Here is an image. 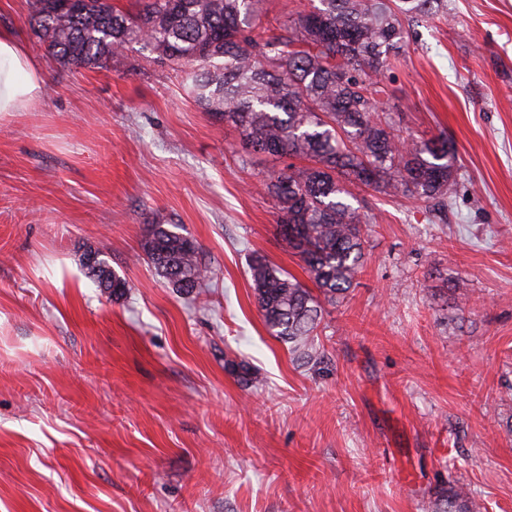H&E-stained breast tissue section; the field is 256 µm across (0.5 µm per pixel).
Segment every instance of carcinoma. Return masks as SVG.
<instances>
[{"mask_svg":"<svg viewBox=\"0 0 512 512\" xmlns=\"http://www.w3.org/2000/svg\"><path fill=\"white\" fill-rule=\"evenodd\" d=\"M262 0H28L29 27L45 53L70 69L103 68L136 44L184 67L190 97L211 117L235 126L247 153L304 161L263 182L279 213V232L305 263L318 293L252 256L255 300L269 333L315 361L321 301L353 286L368 240V220L350 186L405 194L448 213L455 154L440 134L408 141L370 92L406 43V24L446 14L445 0H319L292 9L271 29ZM141 248L176 292L190 295L211 274L196 240L149 224ZM88 277L112 297L128 283L98 254ZM464 484L436 491L426 512H480Z\"/></svg>","mask_w":512,"mask_h":512,"instance_id":"obj_1","label":"carcinoma"}]
</instances>
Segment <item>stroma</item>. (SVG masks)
I'll use <instances>...</instances> for the list:
<instances>
[{"instance_id":"1","label":"stroma","mask_w":512,"mask_h":512,"mask_svg":"<svg viewBox=\"0 0 512 512\" xmlns=\"http://www.w3.org/2000/svg\"><path fill=\"white\" fill-rule=\"evenodd\" d=\"M0 29L43 77L0 114V512H424L455 482L512 512V0H448L387 71L397 129L454 146L448 219L354 188L363 267L309 365L248 273L257 252L311 281L262 186L286 159L243 153L177 65L132 46L61 67L27 0H0ZM156 220L211 267L195 298L141 252ZM94 257L93 264H89L87 260ZM84 266L86 267L88 277L97 285L104 293H108L112 297L122 296L128 288V283L112 270L109 263L100 258L97 254H88L85 258Z\"/></svg>"}]
</instances>
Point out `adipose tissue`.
Returning <instances> with one entry per match:
<instances>
[{
    "mask_svg": "<svg viewBox=\"0 0 512 512\" xmlns=\"http://www.w3.org/2000/svg\"><path fill=\"white\" fill-rule=\"evenodd\" d=\"M42 76L25 47L8 31H0V113L21 112L37 99Z\"/></svg>",
    "mask_w": 512,
    "mask_h": 512,
    "instance_id": "obj_1",
    "label": "adipose tissue"
}]
</instances>
